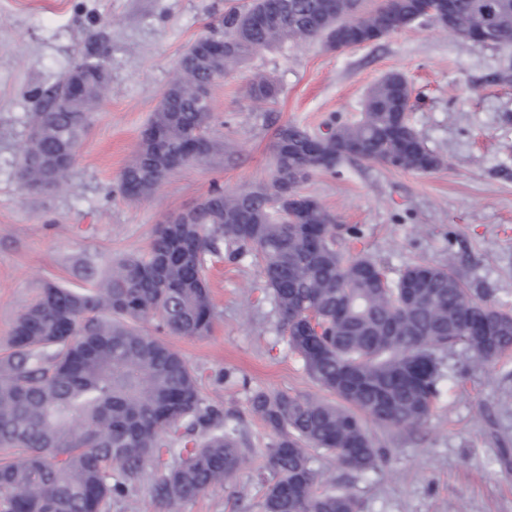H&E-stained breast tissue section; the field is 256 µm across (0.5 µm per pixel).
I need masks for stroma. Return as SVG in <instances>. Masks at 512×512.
Instances as JSON below:
<instances>
[{
    "mask_svg": "<svg viewBox=\"0 0 512 512\" xmlns=\"http://www.w3.org/2000/svg\"><path fill=\"white\" fill-rule=\"evenodd\" d=\"M233 0H0V339L48 283L87 287L84 264L107 269L145 251L154 228L213 187L269 183L277 129L298 122L316 133L358 117L383 75L406 76L419 101L412 125L446 166L426 174L342 162L304 185L362 237L350 254L378 259L389 278L407 265L447 266L469 297L512 310V47H477L432 23L409 26L344 52L307 41L251 56L214 86L210 133L224 150L173 172L131 201L119 178L181 55L219 33ZM111 52L106 98L91 114L68 192L35 193L19 180L20 150L42 89L66 73L91 34ZM256 73L275 77V103L247 95ZM216 319L209 336L170 337L198 375L202 396L243 434L249 464L177 512H264L268 430L250 410L257 390L315 395L319 389L279 332L259 290L253 258L206 269ZM441 394L415 431L371 426L388 461L356 473L318 450L320 489L353 493L361 512H512V353L492 366L448 352Z\"/></svg>",
    "mask_w": 512,
    "mask_h": 512,
    "instance_id": "stroma-1",
    "label": "stroma"
}]
</instances>
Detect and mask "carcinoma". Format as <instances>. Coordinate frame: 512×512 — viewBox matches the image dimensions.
<instances>
[{
	"instance_id": "cac0c4a2",
	"label": "carcinoma",
	"mask_w": 512,
	"mask_h": 512,
	"mask_svg": "<svg viewBox=\"0 0 512 512\" xmlns=\"http://www.w3.org/2000/svg\"><path fill=\"white\" fill-rule=\"evenodd\" d=\"M422 13L419 0H249L220 20V53L191 45L179 60L119 179L128 199L150 195L176 169L218 152L207 135L212 76L252 54L284 44L356 33L395 34L426 17L446 33L482 41L495 33L512 44V0H452ZM262 15L275 20L256 23ZM80 94L66 74L40 94L23 148L21 179L35 191L67 185L77 148L108 83L98 68L109 50L80 53ZM280 89L254 78L250 98L273 102ZM413 90L399 72L382 76L353 121L313 133L297 123L275 136L271 181L255 190L212 189L188 224H159L143 253L116 261L91 287L44 285L14 321L0 356V512H107L147 468L154 492L172 510L225 484L248 462L240 430L202 397L193 367L168 336L211 333L215 307L208 259L260 261L289 351L317 386L341 403L309 395L255 391L252 413L271 432L266 448L264 512H360L348 491H317L308 448L333 454L345 468H380L387 451L366 421L406 429L428 421L440 395L443 354L461 346L484 365L512 351V311L484 297L468 300L447 266L417 263L395 280L374 257H349L336 216L301 191L315 173L343 160L427 173L445 164L408 122ZM154 322V331L143 329Z\"/></svg>"
}]
</instances>
